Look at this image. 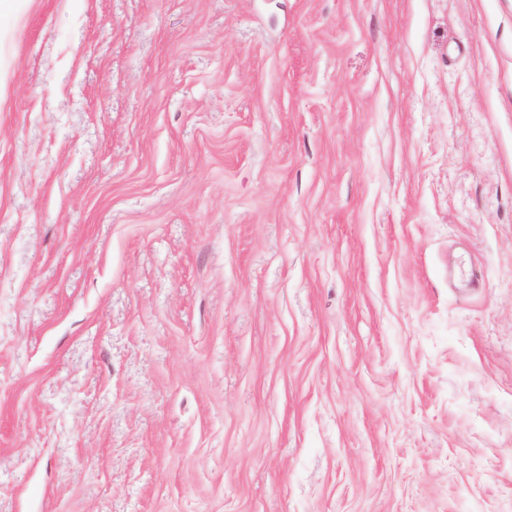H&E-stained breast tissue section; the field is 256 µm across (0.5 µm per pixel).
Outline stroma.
Segmentation results:
<instances>
[{
	"label": "stroma",
	"mask_w": 512,
	"mask_h": 512,
	"mask_svg": "<svg viewBox=\"0 0 512 512\" xmlns=\"http://www.w3.org/2000/svg\"><path fill=\"white\" fill-rule=\"evenodd\" d=\"M0 512H512V0L0 17Z\"/></svg>",
	"instance_id": "35a3bbf8"
}]
</instances>
